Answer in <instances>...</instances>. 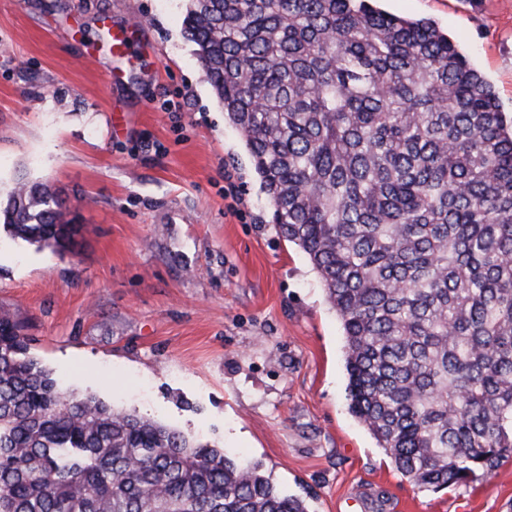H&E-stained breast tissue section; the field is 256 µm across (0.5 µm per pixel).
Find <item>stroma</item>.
<instances>
[{
	"label": "stroma",
	"mask_w": 512,
	"mask_h": 512,
	"mask_svg": "<svg viewBox=\"0 0 512 512\" xmlns=\"http://www.w3.org/2000/svg\"><path fill=\"white\" fill-rule=\"evenodd\" d=\"M434 19L512 111V0H385ZM185 0H0V200L44 182L78 227H0V311L59 382L262 465L311 512H512V457L413 487L349 413L341 322L279 236L183 37ZM134 50L112 54V35Z\"/></svg>",
	"instance_id": "35a3bbf8"
}]
</instances>
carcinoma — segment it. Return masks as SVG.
I'll return each mask as SVG.
<instances>
[{"instance_id": "cac0c4a2", "label": "carcinoma", "mask_w": 512, "mask_h": 512, "mask_svg": "<svg viewBox=\"0 0 512 512\" xmlns=\"http://www.w3.org/2000/svg\"><path fill=\"white\" fill-rule=\"evenodd\" d=\"M184 38L271 223L340 319L350 413L420 489L512 456V119L431 19L379 0H186ZM0 224L76 227L22 180ZM0 315V512H308L256 465L65 391Z\"/></svg>"}]
</instances>
